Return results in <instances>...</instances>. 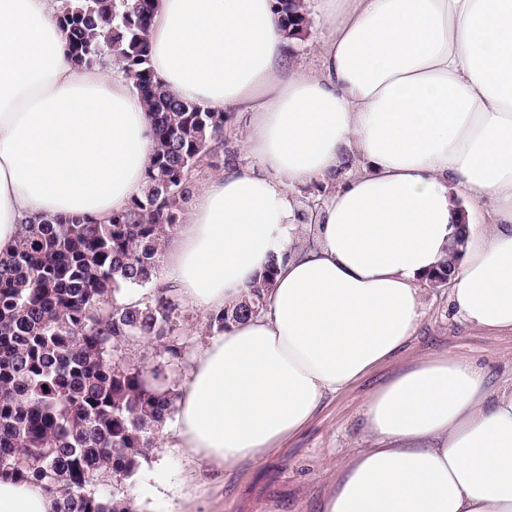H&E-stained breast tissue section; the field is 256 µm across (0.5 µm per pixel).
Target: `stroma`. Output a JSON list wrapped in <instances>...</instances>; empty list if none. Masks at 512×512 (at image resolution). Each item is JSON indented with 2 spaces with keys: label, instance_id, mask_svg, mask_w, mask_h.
<instances>
[{
  "label": "stroma",
  "instance_id": "35a3bbf8",
  "mask_svg": "<svg viewBox=\"0 0 512 512\" xmlns=\"http://www.w3.org/2000/svg\"><path fill=\"white\" fill-rule=\"evenodd\" d=\"M463 354L485 366L493 382L512 380V335L482 332L456 317L448 291L423 294L417 333L392 361L324 402L313 420L260 461L231 470L190 460L168 419L150 450L149 465L124 485L135 512H317V505L352 452L365 447L367 395L416 361Z\"/></svg>",
  "mask_w": 512,
  "mask_h": 512
}]
</instances>
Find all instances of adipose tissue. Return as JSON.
<instances>
[{"label":"adipose tissue","instance_id":"obj_1","mask_svg":"<svg viewBox=\"0 0 512 512\" xmlns=\"http://www.w3.org/2000/svg\"><path fill=\"white\" fill-rule=\"evenodd\" d=\"M58 0H0V252L45 215L104 222L145 185L147 112L124 73L75 65ZM317 63L275 0H158L160 84L248 113L243 163L195 188L160 281L202 312L276 264L265 308L214 336L179 386L177 435L206 465L277 452L323 402L415 336L450 250L449 303L512 334V0H312ZM324 190L302 224V189ZM368 445L319 512H512V383L465 355L369 393ZM0 475V512H56Z\"/></svg>","mask_w":512,"mask_h":512}]
</instances>
